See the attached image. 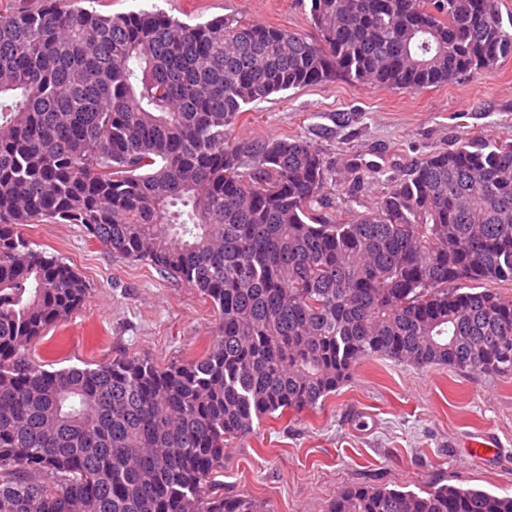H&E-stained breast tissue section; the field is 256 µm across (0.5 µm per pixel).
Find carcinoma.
I'll return each instance as SVG.
<instances>
[{
	"instance_id": "1",
	"label": "carcinoma",
	"mask_w": 512,
	"mask_h": 512,
	"mask_svg": "<svg viewBox=\"0 0 512 512\" xmlns=\"http://www.w3.org/2000/svg\"><path fill=\"white\" fill-rule=\"evenodd\" d=\"M314 34L160 9L0 0V512H263L213 491L254 421L314 409L365 358L511 373L512 142L469 138L334 221L300 139L246 107L338 78L417 91L512 56L500 0H309ZM80 224L210 302L205 353L49 370L30 350L89 289L22 224ZM327 512H512V496L352 485Z\"/></svg>"
}]
</instances>
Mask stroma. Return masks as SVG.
<instances>
[{
  "label": "stroma",
  "mask_w": 512,
  "mask_h": 512,
  "mask_svg": "<svg viewBox=\"0 0 512 512\" xmlns=\"http://www.w3.org/2000/svg\"><path fill=\"white\" fill-rule=\"evenodd\" d=\"M104 15L155 4L179 20L217 16L310 32L309 0H64ZM239 138H293L318 150L333 171L321 211L329 219L366 211L390 178L413 162L482 136L512 142V57L490 76L418 91L361 87L344 79L292 89L251 105ZM32 247L61 259L89 288L83 306L49 328L58 343L35 361L83 367L124 356L165 365L203 355L215 332L207 301L150 264L112 255L79 224H26ZM494 437L493 458L462 448ZM217 479L228 495L247 493L265 512H326L355 484L411 490L438 484L512 495V373L461 372L366 359L316 410L264 418L253 435L228 443Z\"/></svg>",
  "instance_id": "35a3bbf8"
}]
</instances>
